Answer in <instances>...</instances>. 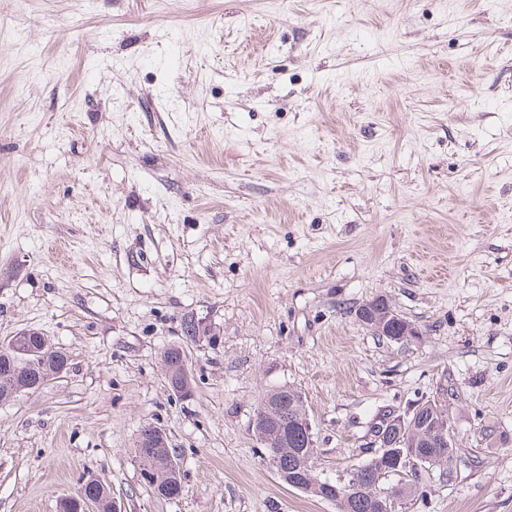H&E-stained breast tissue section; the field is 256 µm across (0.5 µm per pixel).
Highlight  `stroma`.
I'll return each instance as SVG.
<instances>
[{
  "instance_id": "stroma-1",
  "label": "stroma",
  "mask_w": 512,
  "mask_h": 512,
  "mask_svg": "<svg viewBox=\"0 0 512 512\" xmlns=\"http://www.w3.org/2000/svg\"><path fill=\"white\" fill-rule=\"evenodd\" d=\"M376 298L421 340L359 322ZM24 329L69 365L0 401V512L91 474L124 512H338L252 432L283 386L331 480L442 401L457 448L397 512H512V0H0V340ZM148 424L177 499L139 480ZM183 343H180V344H175V345H172L173 348L175 349H178L179 350V354L178 355H172L170 358H171V364H170V358L167 357L166 353H168V350H166L163 354V358H164V355H166L165 359L164 360L165 362L163 363L164 365V370L165 372L167 373H170L172 372L173 370H175V368H178L180 367L181 369V375L183 377L182 381L179 383V386L177 387V393L180 394V395H183V396H188L190 391L193 389L192 387V382H191V378L188 374V371H187V363H188V359H187V356L185 357L184 356V349H183ZM179 359V363L178 365L173 366L174 364L172 363L173 359ZM174 392V391H173ZM175 394H177L176 392H174ZM151 429H152V425H146V426L142 427L141 431H143L144 434H146V436H147V432L150 431ZM153 429H154V431L152 432L153 438L151 441H149V439L146 438V436H144V435H140L139 438H137L136 447H138V448H136V452H135L136 456L135 457H136L138 466L141 465V462L144 459H146V461H149L152 463L162 464L166 460L167 455L170 452L169 444H168V436H167L165 430H163L160 427H156V426H153ZM153 448L160 449L159 452L157 453V455L154 452L152 457L148 456L149 454H145L146 458L143 457L144 453L145 452L147 453L148 449H153Z\"/></svg>"
}]
</instances>
